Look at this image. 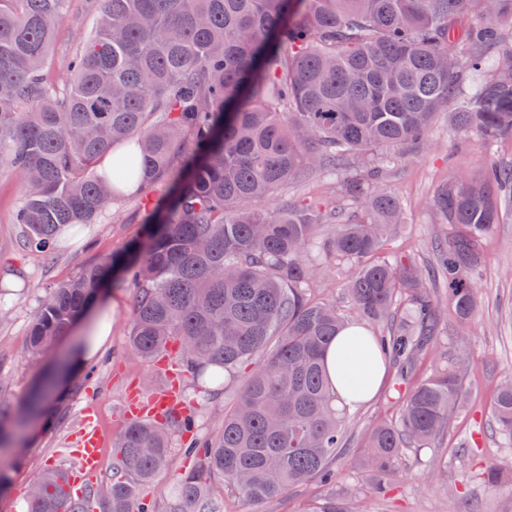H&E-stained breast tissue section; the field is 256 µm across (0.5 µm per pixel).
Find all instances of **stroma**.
I'll use <instances>...</instances> for the list:
<instances>
[{
    "label": "stroma",
    "instance_id": "stroma-1",
    "mask_svg": "<svg viewBox=\"0 0 512 512\" xmlns=\"http://www.w3.org/2000/svg\"><path fill=\"white\" fill-rule=\"evenodd\" d=\"M101 0H69L45 71L50 81L62 85L67 57L92 35ZM486 160L477 136L461 140L448 126L447 113H439L427 144L418 153L399 162L388 182L405 206V226L385 247L387 254L416 261L432 257L437 239L447 232L430 207V198L448 176L466 178L476 174ZM23 194L18 177L0 171V283L15 296L10 312L0 321V373L9 384L0 400L10 408L28 402L39 375L60 363L75 343L67 333L38 357L29 354V325L33 311L50 284L75 276L86 263L122 253L139 242L147 231L139 199L122 202L101 221L87 227L84 235L42 259L19 248V227L12 216ZM486 263L477 281L478 308L465 330H458L449 310H442L440 331L421 361L416 379H423L457 355L469 356L472 364L464 377L467 396L453 418V430L438 444L411 449L394 464L385 479L386 491L373 493L371 475L363 466L366 433L375 425L389 423L399 413L396 372L387 368L382 385L368 403L349 409L343 423L345 458L336 464V481L317 482L294 488L288 495L254 504L232 492L224 494V512H306L310 504L337 493L351 492V512H512V484L491 486L484 480L489 465L512 470V442L497 430L493 395L498 384L512 377V216L496 225L486 243ZM349 273L340 261L323 263L314 282V299L336 307L345 318L353 310L342 283ZM133 291L113 289L112 307L96 301L95 310H106L110 334L100 353L91 359L94 377L79 376L65 382L61 411L54 421H33L21 444L18 464L11 466L10 494L0 495V512H22V494L48 462L68 468L76 461L69 450L86 409H93L105 440L103 470L112 466L111 442L126 422L127 396L136 389L157 392L167 379L165 363H145L128 347ZM244 381L235 374L224 393L204 392L190 378H183L180 393L184 404L194 408L200 433L208 434L222 421L236 390ZM466 455H458L459 447Z\"/></svg>",
    "mask_w": 512,
    "mask_h": 512
}]
</instances>
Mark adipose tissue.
I'll list each match as a JSON object with an SVG mask.
<instances>
[{"label":"adipose tissue","mask_w":512,"mask_h":512,"mask_svg":"<svg viewBox=\"0 0 512 512\" xmlns=\"http://www.w3.org/2000/svg\"><path fill=\"white\" fill-rule=\"evenodd\" d=\"M325 362L333 390L346 407L364 404L380 388L382 366L365 346L360 325H351L329 346Z\"/></svg>","instance_id":"obj_1"}]
</instances>
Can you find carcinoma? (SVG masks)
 <instances>
[{
	"mask_svg": "<svg viewBox=\"0 0 512 512\" xmlns=\"http://www.w3.org/2000/svg\"><path fill=\"white\" fill-rule=\"evenodd\" d=\"M67 0H0V167L23 185L20 245L54 253L61 235L96 224L119 199L150 196L138 257H105L50 288L32 315L30 352L48 349L103 286L110 267L134 289L129 349L167 352L215 391L250 367L217 432L192 438V466L163 512H223L215 489L261 503L331 477L342 408L324 356L347 326L307 290L322 260L353 270L354 317L400 380L434 342L440 300L425 265L379 259L404 224L384 171L425 145L435 116L487 148L512 142V0H103L92 37L67 63L66 87L44 78ZM324 170L328 201L272 203L275 191ZM512 206V162L440 184L431 207L448 224L435 245L448 307L463 329L476 311L485 245ZM407 311L399 316L397 299ZM465 358L401 398L400 415L368 433L374 489L409 448L448 433L465 398ZM512 441V381L493 400ZM174 408L131 418L112 472L88 497L98 512H158L145 487L170 471L172 437L192 431ZM26 512H90L58 470L24 494Z\"/></svg>",
	"mask_w": 512,
	"mask_h": 512,
	"instance_id": "1",
	"label": "carcinoma"
}]
</instances>
